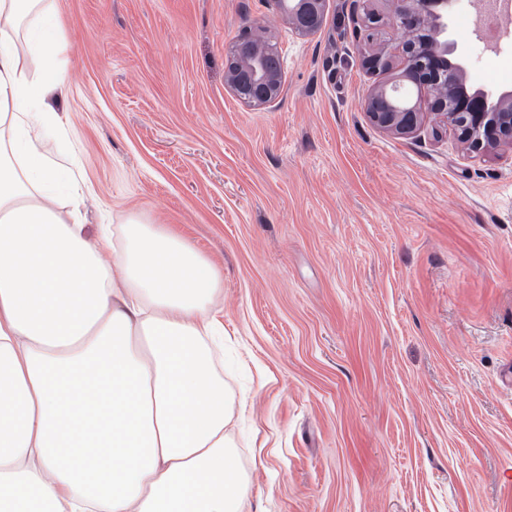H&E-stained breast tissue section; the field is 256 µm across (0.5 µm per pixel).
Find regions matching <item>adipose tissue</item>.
Masks as SVG:
<instances>
[{"label": "adipose tissue", "instance_id": "1", "mask_svg": "<svg viewBox=\"0 0 512 512\" xmlns=\"http://www.w3.org/2000/svg\"><path fill=\"white\" fill-rule=\"evenodd\" d=\"M67 51L50 0H0V512H242L222 274L162 225L62 218L93 195L47 155Z\"/></svg>", "mask_w": 512, "mask_h": 512}]
</instances>
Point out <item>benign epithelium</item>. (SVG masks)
I'll return each mask as SVG.
<instances>
[{
    "label": "benign epithelium",
    "instance_id": "obj_1",
    "mask_svg": "<svg viewBox=\"0 0 512 512\" xmlns=\"http://www.w3.org/2000/svg\"><path fill=\"white\" fill-rule=\"evenodd\" d=\"M361 2L367 38L387 24L402 32L394 49L378 45L364 59L374 72H393L363 100V111L375 127L408 137L418 133L431 115L434 134L451 129L471 153L512 148V92L467 94L465 68L450 60L456 44L449 37V21L457 0H387L391 8L385 18L368 8L369 0ZM273 3L280 19L300 36L317 34L325 27L329 0ZM225 81L249 106L262 107L279 99L284 69L275 37L265 24L256 22L237 37L225 67Z\"/></svg>",
    "mask_w": 512,
    "mask_h": 512
}]
</instances>
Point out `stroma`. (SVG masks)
Wrapping results in <instances>:
<instances>
[{
    "instance_id": "1",
    "label": "stroma",
    "mask_w": 512,
    "mask_h": 512,
    "mask_svg": "<svg viewBox=\"0 0 512 512\" xmlns=\"http://www.w3.org/2000/svg\"><path fill=\"white\" fill-rule=\"evenodd\" d=\"M53 7L85 223L164 225L222 272L243 512H512V149L374 127L358 0L307 37L272 0ZM469 11L468 86L512 90V20L491 52ZM259 21L285 86L253 108L225 64Z\"/></svg>"
}]
</instances>
